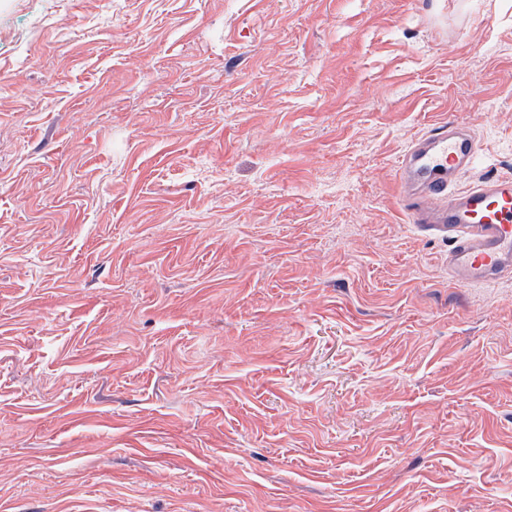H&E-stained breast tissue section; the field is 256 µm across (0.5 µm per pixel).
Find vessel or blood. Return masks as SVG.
Masks as SVG:
<instances>
[{
	"label": "vessel or blood",
	"instance_id": "vessel-or-blood-1",
	"mask_svg": "<svg viewBox=\"0 0 512 512\" xmlns=\"http://www.w3.org/2000/svg\"><path fill=\"white\" fill-rule=\"evenodd\" d=\"M478 152L470 130L451 120L414 139L399 169L403 208L419 229L448 237L459 285L512 275V177L458 187Z\"/></svg>",
	"mask_w": 512,
	"mask_h": 512
}]
</instances>
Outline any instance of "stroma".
Segmentation results:
<instances>
[{
	"instance_id": "35a3bbf8",
	"label": "stroma",
	"mask_w": 512,
	"mask_h": 512,
	"mask_svg": "<svg viewBox=\"0 0 512 512\" xmlns=\"http://www.w3.org/2000/svg\"><path fill=\"white\" fill-rule=\"evenodd\" d=\"M449 119L512 176V0H0V512H512ZM478 152L470 130L449 119L414 139L399 169L403 208L419 229L448 237V269L459 285L512 275V177L457 188Z\"/></svg>"
}]
</instances>
